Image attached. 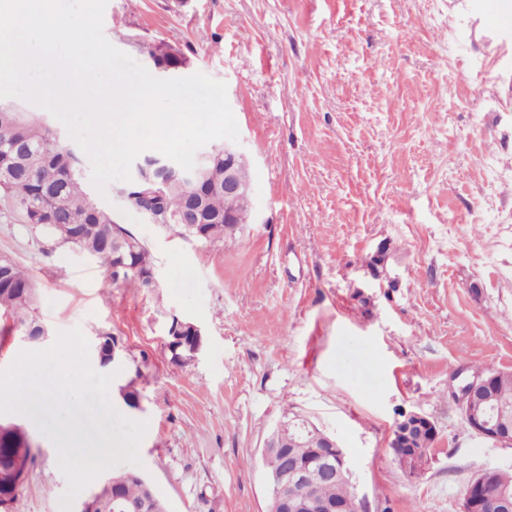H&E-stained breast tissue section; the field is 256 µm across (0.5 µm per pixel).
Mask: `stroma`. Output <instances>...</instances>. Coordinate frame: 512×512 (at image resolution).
<instances>
[{"label":"stroma","mask_w":512,"mask_h":512,"mask_svg":"<svg viewBox=\"0 0 512 512\" xmlns=\"http://www.w3.org/2000/svg\"><path fill=\"white\" fill-rule=\"evenodd\" d=\"M487 23L480 0H108L117 49L147 68L141 44L162 40L183 76L225 82L253 219L208 246L128 208L122 182L90 188L154 263L155 286L107 289L0 199V254L36 279L49 331L1 340L0 369L61 332L112 333L122 359L89 361L147 421L140 471L168 512H268L261 451L293 412L334 431L367 512H461L477 473L512 470V445L475 435L451 397L453 370L512 371V28L493 50L469 38ZM175 318L202 331L185 364ZM411 411L439 432L418 476L388 449ZM10 420L35 444L12 512H61L50 417ZM168 337V349L171 353V359L180 363L191 361L193 355L188 346V334L182 325V321L173 320L168 330Z\"/></svg>","instance_id":"stroma-1"}]
</instances>
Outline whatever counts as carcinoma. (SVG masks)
I'll use <instances>...</instances> for the list:
<instances>
[{
    "instance_id": "cac0c4a2",
    "label": "carcinoma",
    "mask_w": 512,
    "mask_h": 512,
    "mask_svg": "<svg viewBox=\"0 0 512 512\" xmlns=\"http://www.w3.org/2000/svg\"><path fill=\"white\" fill-rule=\"evenodd\" d=\"M156 63L176 65L181 58L164 41L143 46ZM140 179L124 189L132 207L140 204V195L159 186L156 208L171 223H177L193 203L202 214L201 224L180 225L181 234L206 245H222L236 240L250 222V212L237 208L235 228L224 229V211L233 203L224 197V154H211L205 177L192 190L185 188L163 163L149 154L140 157ZM0 196L20 215L32 233L53 245L72 247L98 260L104 269L103 287L119 283L147 286L144 273L153 268L145 244L133 233L117 224L108 213L96 206L83 182L79 153L64 146L57 132L45 118L29 110L13 112L0 109ZM38 288L30 274L15 261L0 269V314L11 321L9 329L39 328L43 323L35 315ZM171 359L186 363L193 355L182 322L175 320L168 330ZM479 408H506L512 411V372L499 373L491 392L476 400ZM291 417L283 420L277 447L288 449V457L308 461L316 452H331L315 435L301 436ZM33 460L25 434L13 436L0 444V474L5 476L19 465ZM111 484L128 502H151L155 512H167L165 502L136 469L112 474ZM309 496L334 501L343 512H356L350 480L337 481L322 475L315 477Z\"/></svg>"
}]
</instances>
